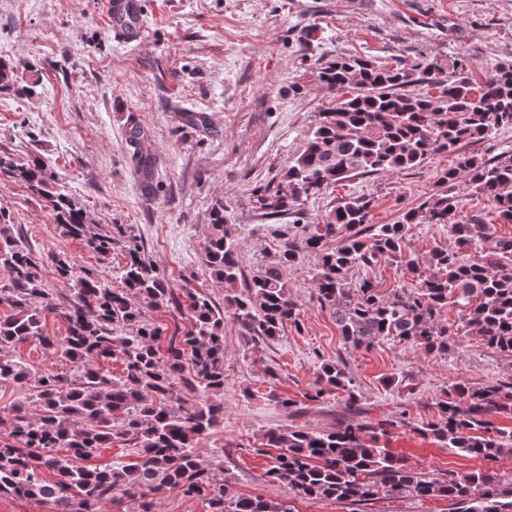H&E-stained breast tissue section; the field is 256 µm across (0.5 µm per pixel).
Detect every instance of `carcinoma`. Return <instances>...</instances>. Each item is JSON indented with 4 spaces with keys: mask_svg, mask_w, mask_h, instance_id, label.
<instances>
[{
    "mask_svg": "<svg viewBox=\"0 0 512 512\" xmlns=\"http://www.w3.org/2000/svg\"><path fill=\"white\" fill-rule=\"evenodd\" d=\"M319 78L348 94L318 113L306 148L281 183L257 196L270 217L293 213L344 179L413 169L512 127V63L499 65L475 87L464 59L446 68L433 62L394 68L338 53L322 64ZM17 81L13 62L0 57V90ZM418 81L442 86V95L405 90ZM130 139L140 168L149 172L143 134L135 128ZM2 177L38 195L64 236L102 258L119 248L124 263L112 268L121 284L114 288L66 255L39 259L15 234L13 218L0 210V306L6 308L0 315V383L27 387L24 399L0 411V427L9 430L8 440H0V494L50 503L53 512H102L118 491L132 502V512H154L152 494L175 488L186 498L206 500L211 512H291L282 502L229 492L224 445L205 463L198 444L224 420V405L211 401L224 393V313H232L256 341L275 338L287 322L299 325L284 270L309 255L316 257V301L333 309L345 342L369 349L390 339L443 354L455 337L475 332L487 347L512 358V236L499 235L476 215L462 216L459 189L463 182L469 193L490 199L500 219L512 223L511 153L489 159L459 155L440 177L448 190L393 224L370 223L374 199L366 195L340 200L312 226L272 224L279 249L249 280L236 225L224 219V202H217L204 251L208 272L224 285L222 307L192 288L181 289L179 299L123 226L111 234L91 232L86 209L60 189L42 154L16 158L1 152ZM410 224H443L454 246L422 259L407 239ZM341 232V244L327 248ZM466 249L475 255L464 258ZM382 260L412 274L415 283L385 297L372 281L349 279L353 269ZM48 267L69 285L61 300L45 288ZM450 304L459 308L451 327L443 319ZM150 309L185 315L187 329L163 337L164 329L147 317ZM47 312L66 322L65 336L45 334ZM23 343L59 356L69 372L36 369L11 353ZM106 359L122 365L119 376L100 371L97 361ZM337 391L355 401L350 378L336 364L324 363L306 398ZM188 395L195 398L189 406ZM509 412L512 382L458 385L437 403V417L425 431L461 456L497 462L512 456V430L495 427L492 417ZM116 439L129 444L138 462L81 465ZM265 446L279 449L268 476L307 499H446L454 512H512V478L491 470L434 476L406 464L381 445L378 434L366 436V427L353 421L323 432L271 428Z\"/></svg>",
    "mask_w": 512,
    "mask_h": 512,
    "instance_id": "carcinoma-1",
    "label": "carcinoma"
}]
</instances>
